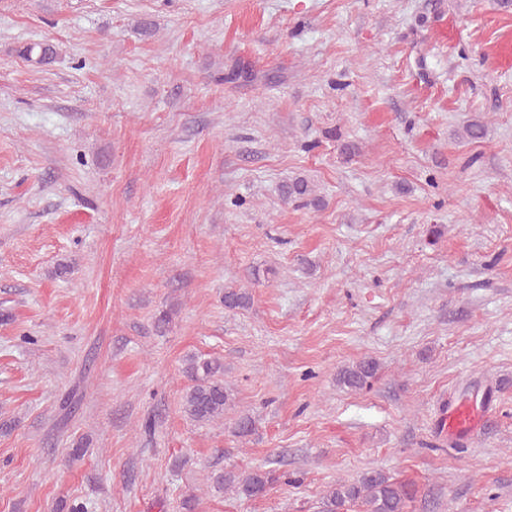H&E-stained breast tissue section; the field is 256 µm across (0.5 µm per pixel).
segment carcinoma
Here are the masks:
<instances>
[{"label":"carcinoma","mask_w":512,"mask_h":512,"mask_svg":"<svg viewBox=\"0 0 512 512\" xmlns=\"http://www.w3.org/2000/svg\"><path fill=\"white\" fill-rule=\"evenodd\" d=\"M19 53L37 65L48 63L57 55L55 45L48 42H33L23 46ZM466 139L474 142L484 140L488 126L480 120H469L463 125ZM288 198L313 204L309 182L296 177L285 189ZM251 295L241 288L224 289V308L236 311L248 307ZM379 370L378 362L364 357L356 363L342 368L337 379L339 384L362 390L370 386ZM183 373L191 381L182 398V412L191 422L208 425L221 422L230 406V392L224 384V362L218 357L191 356L186 359ZM256 423L249 413H239L233 422V432L246 438L255 431ZM282 475L274 470L255 469L238 471L219 469L209 476L210 487L224 493H232L239 499L255 500L266 496ZM416 495L415 486L396 479L382 471L372 470L353 481H337L329 486L323 497L321 512H408L409 504Z\"/></svg>","instance_id":"1"}]
</instances>
